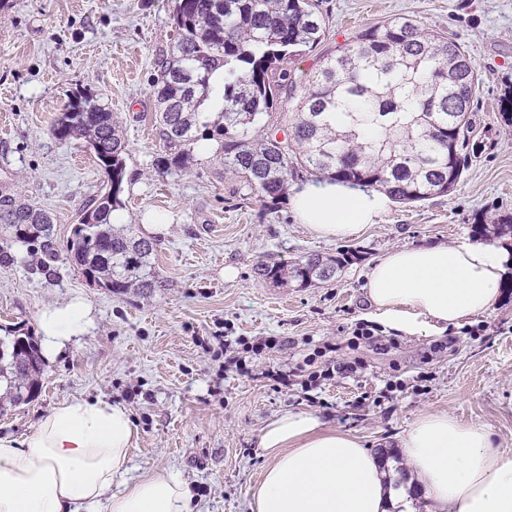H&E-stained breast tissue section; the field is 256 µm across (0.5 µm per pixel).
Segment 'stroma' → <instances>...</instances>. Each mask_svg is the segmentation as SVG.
Returning <instances> with one entry per match:
<instances>
[{
	"mask_svg": "<svg viewBox=\"0 0 512 512\" xmlns=\"http://www.w3.org/2000/svg\"><path fill=\"white\" fill-rule=\"evenodd\" d=\"M176 0H0V200L20 197L53 219L54 257L41 242L13 245L0 267V325L33 336L42 309L83 295L93 321L45 362L40 391L0 414V437L23 439L63 401L124 403L139 429L133 475L169 470L189 482L197 512H250V489L267 460L258 441L266 421L287 410L318 413L366 447H395L424 412L487 426L512 452V277L491 312L435 336H400L369 318L363 286L391 249L452 245L512 219V0H323L329 18L319 47L290 64L312 79L326 56L362 29L409 17L452 38L475 63L470 107L475 146L444 196L391 203L357 237L324 240L299 224L288 199L261 205L220 152H166L153 122L152 83L176 36ZM87 91L116 117L126 146L117 223L163 215L154 265L163 282L145 295H115L69 259L67 241L106 176L84 141L50 129L73 93ZM346 255L326 283L280 285L260 263ZM236 271L223 276L224 268ZM373 337L359 340V327ZM273 336L275 348L255 351ZM336 351L322 353L324 342ZM322 372L304 390V364ZM311 369V370H312ZM291 372L290 384L272 372Z\"/></svg>",
	"mask_w": 512,
	"mask_h": 512,
	"instance_id": "35a3bbf8",
	"label": "stroma"
}]
</instances>
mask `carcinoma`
<instances>
[{"label": "carcinoma", "instance_id": "1", "mask_svg": "<svg viewBox=\"0 0 512 512\" xmlns=\"http://www.w3.org/2000/svg\"><path fill=\"white\" fill-rule=\"evenodd\" d=\"M178 40L154 84L156 123L171 150L159 159L179 164L182 148L207 127L199 108L213 94L211 76L223 71V107L214 133L224 139V166L244 179L267 204L302 173L353 186L376 187L400 204L445 195L465 168L468 112L479 86L471 58L448 36L425 31L408 18L375 24L348 47L326 58L318 74L297 90L290 60L315 50L326 37L319 0H177ZM291 107V134L281 147L277 132L252 140L263 116ZM379 127L371 141L362 126ZM59 140L83 139L108 180L85 204L79 228L67 243L83 275L112 294L162 287L153 266V244L130 224H117L125 143L112 112L91 93L70 97L51 129ZM52 218L22 201L0 203V266L15 262L14 244L44 240L51 248ZM346 258L313 255L284 265L264 264L261 275L300 286L336 275ZM0 337V412L28 402L39 388L42 356L25 334Z\"/></svg>", "mask_w": 512, "mask_h": 512}]
</instances>
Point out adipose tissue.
<instances>
[{
	"label": "adipose tissue",
	"instance_id": "obj_1",
	"mask_svg": "<svg viewBox=\"0 0 512 512\" xmlns=\"http://www.w3.org/2000/svg\"><path fill=\"white\" fill-rule=\"evenodd\" d=\"M378 191L328 181L298 188L290 206L316 237L351 238L387 212ZM512 269L502 242L466 240L391 250L366 276L385 328L430 336L494 310ZM82 297L44 308L37 330L54 357L87 324ZM139 431L127 407L73 399L51 408L22 440L0 438V512H195L192 490L171 472L130 475ZM268 463L252 512H512V453L484 425L445 412L418 416L397 439V458L364 447L320 415L286 410L262 429Z\"/></svg>",
	"mask_w": 512,
	"mask_h": 512
}]
</instances>
